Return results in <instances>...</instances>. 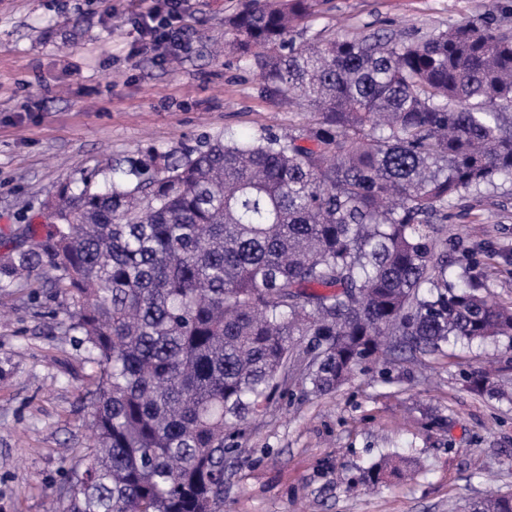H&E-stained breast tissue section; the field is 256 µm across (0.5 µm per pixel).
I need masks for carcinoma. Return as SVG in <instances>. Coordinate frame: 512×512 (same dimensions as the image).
Instances as JSON below:
<instances>
[{"label":"carcinoma","mask_w":512,"mask_h":512,"mask_svg":"<svg viewBox=\"0 0 512 512\" xmlns=\"http://www.w3.org/2000/svg\"><path fill=\"white\" fill-rule=\"evenodd\" d=\"M310 0H249L224 45L315 119L148 147L64 184L0 278L47 265L98 367L62 512H220L224 441L297 366L327 394L389 336L409 351L512 339V306L448 280V209L512 185V28L291 37ZM399 472L392 458L373 484ZM469 512H512V494Z\"/></svg>","instance_id":"obj_1"}]
</instances>
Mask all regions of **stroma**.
Wrapping results in <instances>:
<instances>
[{"label": "stroma", "mask_w": 512, "mask_h": 512, "mask_svg": "<svg viewBox=\"0 0 512 512\" xmlns=\"http://www.w3.org/2000/svg\"><path fill=\"white\" fill-rule=\"evenodd\" d=\"M243 0H182L188 49L152 45L134 18L145 0H0V257L61 184L149 146L180 152L231 128L307 123L231 52L224 17ZM494 14L512 0H319L306 39L395 29L422 34ZM81 30L71 40V30ZM448 252L512 305V188L456 204ZM74 310L46 276L0 280V512H48L89 437L96 367ZM493 367V395L469 379ZM222 512H466L488 487L512 494V340L398 356L385 345L326 395L297 380L261 420L232 431ZM394 453L402 479L363 473Z\"/></svg>", "instance_id": "35a3bbf8"}]
</instances>
